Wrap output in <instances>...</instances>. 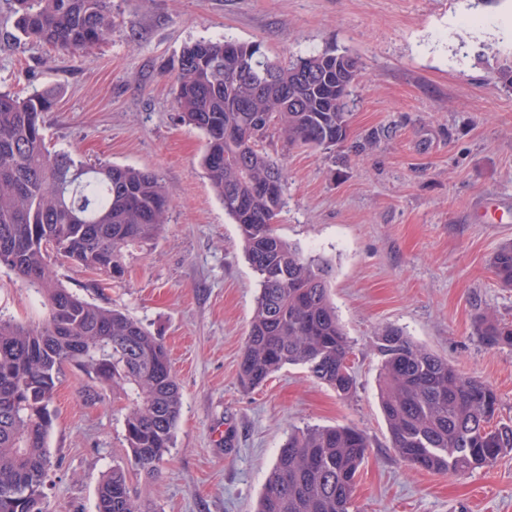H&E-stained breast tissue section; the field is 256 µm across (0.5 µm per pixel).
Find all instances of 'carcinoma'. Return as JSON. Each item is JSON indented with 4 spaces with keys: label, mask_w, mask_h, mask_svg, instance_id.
<instances>
[{
    "label": "carcinoma",
    "mask_w": 512,
    "mask_h": 512,
    "mask_svg": "<svg viewBox=\"0 0 512 512\" xmlns=\"http://www.w3.org/2000/svg\"><path fill=\"white\" fill-rule=\"evenodd\" d=\"M16 41L78 52L112 35L110 0H12ZM180 117L206 136L202 164L224 212L237 224L260 286L240 362L246 386L286 365H302L340 396L355 389L350 344L333 307L329 267L304 255L276 229L285 204L283 165L260 149L275 127L292 145L332 149L347 139L349 97L360 62L323 51L270 58L261 43L198 41L172 63ZM52 88L25 96L0 92V267L34 290L46 309L39 323L0 312V512H47L50 409L61 377L76 365L131 397L125 440L135 471L148 477L174 447L179 384L161 340L125 313L64 287L50 254L109 281L124 278L129 247L158 236L171 199L151 171L53 151L43 116ZM491 268L512 288V243ZM478 334L512 345V322L484 319ZM380 407L392 448L406 464L438 474L490 465L512 449V422L498 419L487 382L414 343L402 329L376 335ZM369 441L351 427L288 436L265 483L257 512H350ZM96 512H149L112 467L97 489Z\"/></svg>",
    "instance_id": "carcinoma-1"
}]
</instances>
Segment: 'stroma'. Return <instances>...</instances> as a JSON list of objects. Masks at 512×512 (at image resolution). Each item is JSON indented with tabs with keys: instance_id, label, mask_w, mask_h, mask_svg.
Wrapping results in <instances>:
<instances>
[{
	"instance_id": "35a3bbf8",
	"label": "stroma",
	"mask_w": 512,
	"mask_h": 512,
	"mask_svg": "<svg viewBox=\"0 0 512 512\" xmlns=\"http://www.w3.org/2000/svg\"><path fill=\"white\" fill-rule=\"evenodd\" d=\"M112 35L69 53L17 44L0 0V91L52 88L51 149L74 159L157 173L172 207L160 235L103 284L58 267L66 288L139 321L169 350L182 394L175 445L158 479L131 474L152 512H255L288 434L353 426L370 439L350 512H512V450L454 477L406 466L379 406L375 332L416 344L480 377L512 419V346L487 345L485 318L512 322V288L494 251L512 242V0H112ZM261 42L270 58L346 52L361 62L351 135L335 150L290 147L269 131L261 149L284 163L277 229L332 266L331 300L352 346L356 379L342 397L300 365L261 386L239 364L258 293L238 227L200 164L205 137L174 108L171 64L203 40ZM0 306L41 321L37 296L0 269ZM123 400L67 368L48 437V512H96V490L128 461Z\"/></svg>"
}]
</instances>
